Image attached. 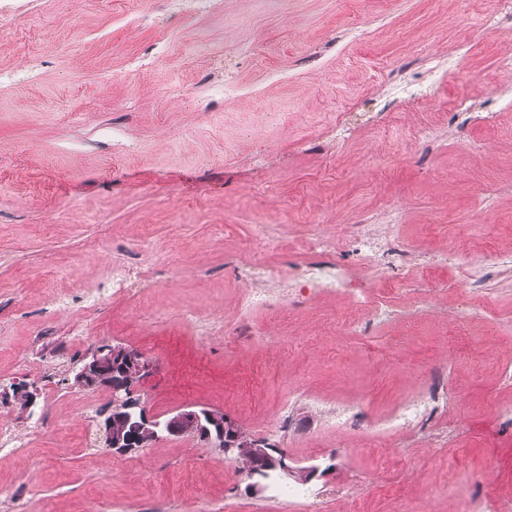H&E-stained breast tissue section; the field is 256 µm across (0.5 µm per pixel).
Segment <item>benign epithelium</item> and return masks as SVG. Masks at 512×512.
Returning a JSON list of instances; mask_svg holds the SVG:
<instances>
[{
    "label": "benign epithelium",
    "instance_id": "obj_1",
    "mask_svg": "<svg viewBox=\"0 0 512 512\" xmlns=\"http://www.w3.org/2000/svg\"><path fill=\"white\" fill-rule=\"evenodd\" d=\"M156 372V364L139 351L115 343L98 352H90L81 360L70 364L67 383L82 390L102 389L109 394L113 418L99 424V432L107 447L115 453H127L135 448H148L156 439L174 440L185 435L193 436L206 448H216L228 461L235 460L239 449L249 446L256 449L253 467L248 474L245 491L253 496L267 490L266 472L275 467L280 472L299 481L309 482L316 477L315 466L297 467L274 443L256 438L246 445L234 419L224 411L207 406L192 405L169 416L150 413L145 402H140L142 431L133 435L113 432L115 417L122 409L127 394L135 386L149 380ZM43 389L36 381L26 379L14 382L12 397L25 403V417L32 419L41 410Z\"/></svg>",
    "mask_w": 512,
    "mask_h": 512
}]
</instances>
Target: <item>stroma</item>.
Masks as SVG:
<instances>
[{"label": "stroma", "instance_id": "35a3bbf8", "mask_svg": "<svg viewBox=\"0 0 512 512\" xmlns=\"http://www.w3.org/2000/svg\"><path fill=\"white\" fill-rule=\"evenodd\" d=\"M170 0H19L0 8V387L29 377L51 415L0 418L26 439L24 455L0 457V512H453L448 475L512 495L500 459L512 440L498 431V364L512 362V325L479 320L448 336L433 313L364 340L326 321L337 303L318 297L291 311L280 332L259 314V337L195 335L189 311L237 316L234 253L257 224H299L315 211L328 227L397 203L418 248L439 241L470 252L512 241V194L487 211L475 191L512 184V111L474 126L481 146L466 158L455 139L429 163L362 156L396 132L363 130L338 153L305 155L298 141L351 99L369 101L418 50L453 57L457 69L430 100L405 108L404 126L449 111L454 99L512 90L497 67L512 37L481 23L491 0H224L193 15ZM164 42L166 54L149 51ZM250 47L249 55L238 52ZM319 53L326 67L304 64ZM112 75L102 83L101 73ZM201 82L190 108L179 91ZM232 80L253 97L215 99L210 81ZM123 127L134 147L115 145ZM148 242L174 277L141 300L77 308L67 298L112 286L113 252L101 242ZM66 345L51 356L39 336ZM118 342L155 361L142 397L164 415L187 405L223 410L256 438L276 442L313 480L246 493L234 463L189 438L119 455L95 444L103 391L62 385L68 357ZM444 368L458 393L467 452L421 446L386 469L371 468L361 437L322 424L309 397L393 408ZM29 481L35 496L6 507L4 493Z\"/></svg>", "mask_w": 512, "mask_h": 512}]
</instances>
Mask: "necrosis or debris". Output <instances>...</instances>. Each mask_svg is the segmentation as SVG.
I'll return each instance as SVG.
<instances>
[{"label":"necrosis or debris","mask_w":512,"mask_h":512,"mask_svg":"<svg viewBox=\"0 0 512 512\" xmlns=\"http://www.w3.org/2000/svg\"><path fill=\"white\" fill-rule=\"evenodd\" d=\"M447 71L446 60L419 51L411 69L401 70L390 82L387 105L376 112L344 107L318 131L311 148L332 153L366 126L395 122L391 105L412 102L420 85L441 83ZM451 108V113H439V121L450 119L460 128L473 122L493 126L501 111L512 109V99L485 102L483 111L477 112L472 100L458 98ZM401 227L402 213L392 204L363 211L358 222L344 225L335 234L329 233L320 220L311 219L302 225L297 245L287 260L278 264L272 255L289 234V225H256L255 249L237 257L235 263L245 283L237 297L236 335L256 332L251 320L255 313L292 309L305 298L322 293L345 299L346 308L337 316L335 325L357 336L374 335L378 328L400 321L395 300L401 296L406 297V306L412 310L438 307L455 328L483 318L488 283L512 274V249L487 248L467 259L455 249L423 251L412 244ZM148 259L145 253L128 255L112 277V294L136 297L149 288L151 281L145 270ZM461 266L466 275L459 283V297L449 305L436 303V271ZM457 402L456 393L436 379L385 416L365 418L350 404L330 413L327 421L333 429L365 435L366 444L375 455L384 448L409 447L407 434L412 428L431 418H447Z\"/></svg>","instance_id":"necrosis-or-debris-1"}]
</instances>
